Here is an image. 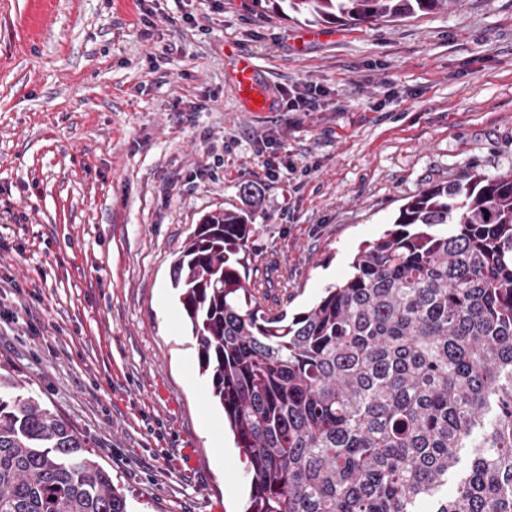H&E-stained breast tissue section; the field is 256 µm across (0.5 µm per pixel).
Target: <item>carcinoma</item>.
Returning a JSON list of instances; mask_svg holds the SVG:
<instances>
[{
	"label": "carcinoma",
	"instance_id": "carcinoma-1",
	"mask_svg": "<svg viewBox=\"0 0 512 512\" xmlns=\"http://www.w3.org/2000/svg\"><path fill=\"white\" fill-rule=\"evenodd\" d=\"M269 2L356 24L462 0ZM255 235L244 209L206 214L171 271L253 472L246 512H512V172L421 191L291 315L250 279ZM0 512H131L84 437L2 375Z\"/></svg>",
	"mask_w": 512,
	"mask_h": 512
}]
</instances>
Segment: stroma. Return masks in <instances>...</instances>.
I'll list each match as a JSON object with an SVG mask.
<instances>
[{"label": "stroma", "mask_w": 512, "mask_h": 512, "mask_svg": "<svg viewBox=\"0 0 512 512\" xmlns=\"http://www.w3.org/2000/svg\"><path fill=\"white\" fill-rule=\"evenodd\" d=\"M0 0V370L88 441L135 512H245L251 474L171 284L241 204L295 313L422 190L512 171V0L318 24L254 0ZM272 105L242 109L226 43ZM300 81L317 93L289 112ZM297 173L271 177L267 160Z\"/></svg>", "instance_id": "stroma-1"}]
</instances>
